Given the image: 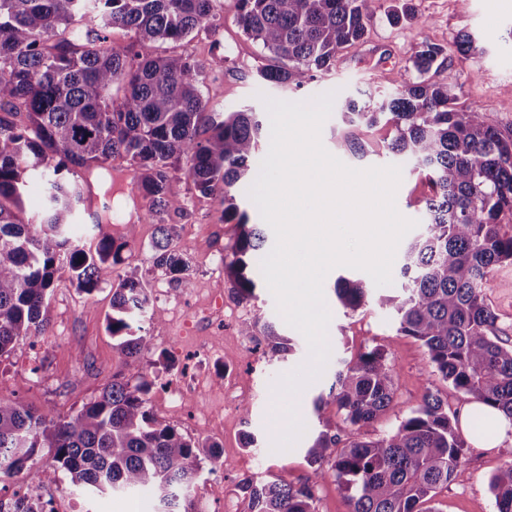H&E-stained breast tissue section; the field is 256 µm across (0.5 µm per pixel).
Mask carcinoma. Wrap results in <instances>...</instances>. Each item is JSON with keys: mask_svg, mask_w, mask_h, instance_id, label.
<instances>
[{"mask_svg": "<svg viewBox=\"0 0 512 512\" xmlns=\"http://www.w3.org/2000/svg\"><path fill=\"white\" fill-rule=\"evenodd\" d=\"M372 0H239L238 24L270 53L262 80L300 86L328 71L336 54L363 43ZM218 0H0V356L23 339L42 336L45 301L60 282L91 295L112 285L107 317L123 362L152 345L141 322L159 316L143 275L116 266L128 242L93 225L95 251L81 245L76 215L83 201L79 170H96L112 193V157L127 159L148 207L142 218L159 222L152 242L154 267L176 289L192 286L187 249L174 243L164 217L182 209L175 176L181 168L202 197H221L223 221L239 233L225 274L241 300L261 283L267 252L262 224L248 223L232 190L254 181L252 160L263 125L246 110L209 112L200 77L224 59L167 55L142 57L107 43L103 32L121 28L140 42L177 43L214 31ZM441 49L426 44L413 60L430 72ZM453 72L442 80L400 85L390 99H342L337 111L354 127L385 122L394 128L389 153L410 158L426 172L433 194L425 222L403 252V294L374 290L341 277L339 304L390 309L398 332L421 342L432 372L474 402L512 420V339L497 333L498 317L486 302L491 275L512 265V132L493 116L458 102ZM44 185V203L24 215L22 197L32 178ZM241 332L281 359L292 339L272 322L245 323ZM155 380L120 374L62 417L0 400V481L42 452L54 470L32 474L40 483L69 475L79 494L148 492L157 512H192L191 490L200 457L214 462L218 444L185 437L158 420ZM334 401L343 423L361 426L394 402L393 366L377 345L343 362ZM468 442L441 397L430 393L388 433L342 440L321 431L308 447L312 465H327L351 512H433L428 507L448 485ZM241 489L252 512H315V488L284 479L247 480ZM496 512H512V463L489 480ZM6 512H46L14 493Z\"/></svg>", "mask_w": 512, "mask_h": 512, "instance_id": "carcinoma-1", "label": "carcinoma"}]
</instances>
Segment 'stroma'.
<instances>
[{"mask_svg":"<svg viewBox=\"0 0 512 512\" xmlns=\"http://www.w3.org/2000/svg\"><path fill=\"white\" fill-rule=\"evenodd\" d=\"M219 13L217 33L203 31L175 45L139 43L131 32L118 28L109 39L113 46L130 45L142 55L222 56V70L200 80L208 110L248 109L264 122L269 119L261 101L265 95L307 101L333 90L342 99L360 89L374 98H385L401 83L418 80L413 59L423 44H433L441 48L442 60L452 65L461 102L491 111L501 130H512V0H468L464 5L458 0H375L359 49L342 50L330 72L303 86L286 88L259 77V70L269 63V54L239 27L237 0H220ZM462 32L474 37L478 52H458L456 37ZM347 130L339 114L331 113L321 133L325 148L356 169L400 166L397 209L406 218L423 221V200L430 188L410 160L387 154L391 127L357 129L365 147L359 159L340 147ZM112 175L114 186L108 196L97 185L95 174L86 176L94 203L80 216L86 226L82 242L86 248H95L90 227L96 217L107 215L112 218L109 233L128 240L118 269L145 276L152 285L151 301L160 310L158 318L144 325L145 335L152 338L151 349L136 363L124 364L106 322L112 312L111 285H102L87 295L63 279L43 311L46 334L19 341L10 355L0 358V399L73 415L111 383L113 374L129 378L145 374L157 380L152 396L159 419L192 439L219 444L227 461L221 468L208 460L200 461L197 512H251L249 497L240 489L241 480L275 476L296 485H313L316 512H350L345 494L330 474L307 461L306 450L313 435L344 428L335 404L325 405L317 413L312 401L329 395L343 359L380 344L387 348L393 366L395 400L376 421L349 429L350 436L377 437L394 428L427 393L439 394L449 411L461 415L460 429L469 449L448 487L438 491L434 506L437 512H495L488 481L496 470L512 463V431L496 445L481 444L472 421L463 418L471 398L432 373L424 347L416 339L397 333L391 311L372 306L350 311L338 306L334 295L338 273L334 270L323 284L332 315L328 327L331 357L322 376L298 400L306 431L292 449L272 451L271 440L279 425L270 416L271 384L306 360L304 336L285 325L267 286L256 288L253 297L244 301L232 293L222 261L231 255L237 230L234 223L221 221V198L200 197L190 180L179 182L184 210L170 214L166 221L175 227L177 244L188 250L193 286L175 291L153 265L150 245L158 235V226L137 220L146 202L125 158H113ZM486 301L498 315L501 336L512 337V265L494 270ZM253 321L282 326L295 344L287 359L269 360L254 338L241 334V325ZM189 377L205 381V391L184 397L178 404L162 399L163 390ZM249 434L255 438L250 446L245 443ZM68 483L63 474L54 484L30 483L29 492L43 502L55 500L56 512L153 510L145 495L104 496L88 502L70 495Z\"/></svg>","mask_w":512,"mask_h":512,"instance_id":"obj_1","label":"stroma"}]
</instances>
